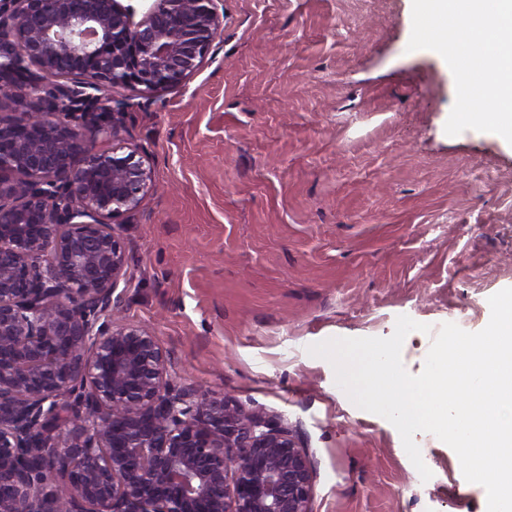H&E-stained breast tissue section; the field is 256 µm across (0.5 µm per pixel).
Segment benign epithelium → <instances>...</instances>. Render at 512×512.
I'll return each instance as SVG.
<instances>
[{
  "instance_id": "obj_1",
  "label": "benign epithelium",
  "mask_w": 512,
  "mask_h": 512,
  "mask_svg": "<svg viewBox=\"0 0 512 512\" xmlns=\"http://www.w3.org/2000/svg\"><path fill=\"white\" fill-rule=\"evenodd\" d=\"M222 25L215 0L138 20L122 0H0V512H311L288 427L177 385L155 336L112 319L113 224L152 173L136 146L94 150L119 123L101 103L179 87Z\"/></svg>"
}]
</instances>
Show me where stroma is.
<instances>
[{
  "mask_svg": "<svg viewBox=\"0 0 512 512\" xmlns=\"http://www.w3.org/2000/svg\"><path fill=\"white\" fill-rule=\"evenodd\" d=\"M223 29L183 86L112 92L113 139L153 187L114 231L121 322L178 385L296 435L312 512H487L428 432L422 480L397 429L356 407L309 346L392 335L398 316L468 332L512 287V147L447 135L453 74L408 51L412 0H216Z\"/></svg>",
  "mask_w": 512,
  "mask_h": 512,
  "instance_id": "1",
  "label": "stroma"
}]
</instances>
